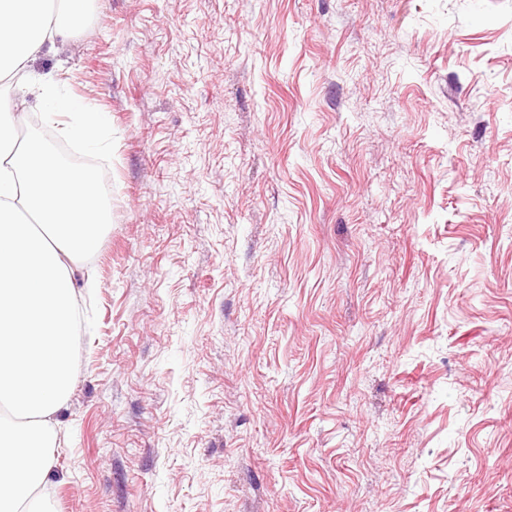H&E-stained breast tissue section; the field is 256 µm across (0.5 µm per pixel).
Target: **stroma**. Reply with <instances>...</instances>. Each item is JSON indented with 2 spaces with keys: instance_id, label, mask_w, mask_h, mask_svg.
Wrapping results in <instances>:
<instances>
[{
  "instance_id": "stroma-1",
  "label": "stroma",
  "mask_w": 512,
  "mask_h": 512,
  "mask_svg": "<svg viewBox=\"0 0 512 512\" xmlns=\"http://www.w3.org/2000/svg\"><path fill=\"white\" fill-rule=\"evenodd\" d=\"M105 115L51 512H512V0H92Z\"/></svg>"
}]
</instances>
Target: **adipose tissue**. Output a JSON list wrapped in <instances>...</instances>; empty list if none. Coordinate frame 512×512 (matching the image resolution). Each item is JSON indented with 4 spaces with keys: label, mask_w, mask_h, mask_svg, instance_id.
Returning a JSON list of instances; mask_svg holds the SVG:
<instances>
[{
    "label": "adipose tissue",
    "mask_w": 512,
    "mask_h": 512,
    "mask_svg": "<svg viewBox=\"0 0 512 512\" xmlns=\"http://www.w3.org/2000/svg\"><path fill=\"white\" fill-rule=\"evenodd\" d=\"M89 0H0V79L45 46L68 42ZM46 124L98 145L103 118L43 87ZM14 102L0 98V512H48L56 413L69 392L76 328L75 265L91 256L108 222L94 169L16 144Z\"/></svg>",
    "instance_id": "1"
}]
</instances>
